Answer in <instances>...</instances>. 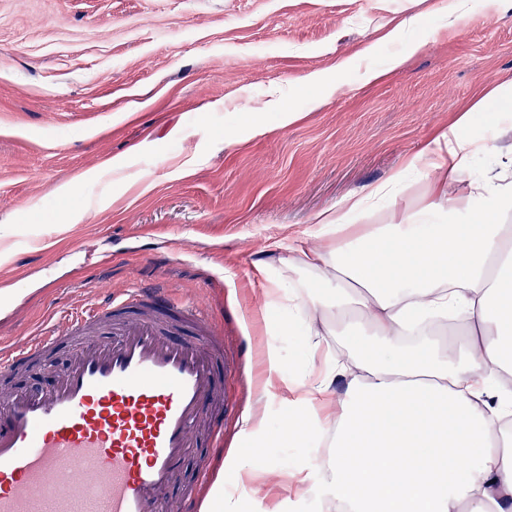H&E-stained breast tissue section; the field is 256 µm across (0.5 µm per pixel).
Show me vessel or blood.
<instances>
[{
  "label": "vessel or blood",
  "instance_id": "1",
  "mask_svg": "<svg viewBox=\"0 0 512 512\" xmlns=\"http://www.w3.org/2000/svg\"><path fill=\"white\" fill-rule=\"evenodd\" d=\"M69 344L55 388L0 402V512H200L197 494L173 501L168 489L189 448L224 443L210 415L224 403L217 377L241 363L223 337L166 288H136L1 352L0 377Z\"/></svg>",
  "mask_w": 512,
  "mask_h": 512
}]
</instances>
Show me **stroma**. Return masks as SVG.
Segmentation results:
<instances>
[{"mask_svg": "<svg viewBox=\"0 0 512 512\" xmlns=\"http://www.w3.org/2000/svg\"><path fill=\"white\" fill-rule=\"evenodd\" d=\"M465 2L452 28L448 0H0V349L166 285L243 367L223 383V446L189 449L171 497L208 459L224 512H321L314 482L289 475L327 448L283 438L264 361L276 349L295 381L352 349L308 347L289 301L302 273L264 266L262 249L309 238L314 213L383 183L460 112L461 137L494 145L469 178L512 151V122L471 110L512 78V11ZM282 107L299 120L282 125ZM73 357L62 348L55 372L20 374L0 400L50 389ZM256 410L270 441L236 448ZM234 455L282 474L256 492L225 467Z\"/></svg>", "mask_w": 512, "mask_h": 512, "instance_id": "stroma-1", "label": "stroma"}]
</instances>
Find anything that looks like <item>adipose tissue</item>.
Segmentation results:
<instances>
[{"mask_svg": "<svg viewBox=\"0 0 512 512\" xmlns=\"http://www.w3.org/2000/svg\"><path fill=\"white\" fill-rule=\"evenodd\" d=\"M484 149L440 134L384 183L313 215L327 245L265 252V265L310 274L292 300L312 348L345 321L362 328L345 339L358 355L343 396L335 370L306 376L283 429L300 445L327 439L319 492L350 512H512V441L495 429L512 419V153L467 196L452 193ZM409 169L424 177L422 200L405 194ZM382 207L379 234L354 237L352 224ZM434 210L447 223L423 224ZM450 313L479 333L454 359L404 344L411 324Z\"/></svg>", "mask_w": 512, "mask_h": 512, "instance_id": "ef3b65f1", "label": "adipose tissue"}]
</instances>
